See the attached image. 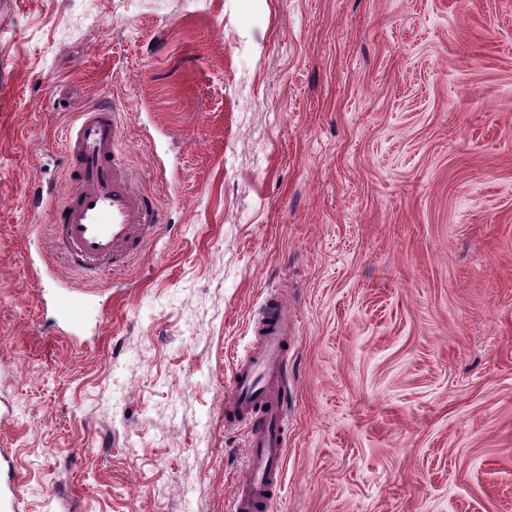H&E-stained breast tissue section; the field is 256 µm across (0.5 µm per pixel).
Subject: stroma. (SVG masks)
I'll use <instances>...</instances> for the list:
<instances>
[{
	"label": "stroma",
	"instance_id": "1",
	"mask_svg": "<svg viewBox=\"0 0 512 512\" xmlns=\"http://www.w3.org/2000/svg\"><path fill=\"white\" fill-rule=\"evenodd\" d=\"M104 102L165 228L35 285L31 188ZM280 290L273 512H512V0H0V512H227ZM56 316L67 326L79 324L83 313V302L80 298L66 293L56 295L53 302ZM296 320L281 297L267 300L255 341L237 357L224 393V424H244L247 454L231 512H268L282 486L288 396V336Z\"/></svg>",
	"mask_w": 512,
	"mask_h": 512
}]
</instances>
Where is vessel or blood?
I'll use <instances>...</instances> for the list:
<instances>
[{
	"label": "vessel or blood",
	"instance_id": "obj_1",
	"mask_svg": "<svg viewBox=\"0 0 512 512\" xmlns=\"http://www.w3.org/2000/svg\"><path fill=\"white\" fill-rule=\"evenodd\" d=\"M119 124L115 107L80 112L67 129L63 163L70 190L55 198L54 184L35 185L34 214H47L58 256L90 276L99 265L112 271L129 267L147 242L162 230L161 211L153 198L136 188L117 152ZM58 319L78 325L80 298L61 293L53 302ZM296 320L282 299L267 300L250 349L236 359L224 394V421L244 425L247 454L230 512H268L282 485L288 396V338Z\"/></svg>",
	"mask_w": 512,
	"mask_h": 512
}]
</instances>
